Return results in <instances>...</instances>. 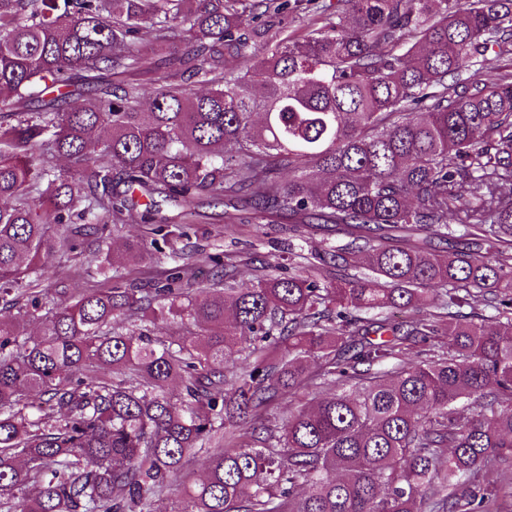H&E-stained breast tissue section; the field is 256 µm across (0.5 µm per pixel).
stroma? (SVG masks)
<instances>
[{
    "instance_id": "obj_1",
    "label": "stroma",
    "mask_w": 512,
    "mask_h": 512,
    "mask_svg": "<svg viewBox=\"0 0 512 512\" xmlns=\"http://www.w3.org/2000/svg\"><path fill=\"white\" fill-rule=\"evenodd\" d=\"M162 216L169 223L189 225L188 236L170 241L162 251L134 265L124 258L127 245L133 241L151 244L153 235L149 225L135 224L130 220L112 225V260L115 274L124 281L150 285L161 271L172 266L174 260L190 264L197 273V287L208 285L214 272L212 259L216 254L233 255L238 277L247 280L256 269L271 266L280 261L285 251L293 255L309 254L324 244H344L340 234H327L320 229L300 227L291 224H254L249 217L250 210H243V224L235 231L225 227V199H214L203 195L186 206L162 203ZM54 274L43 282L46 292L64 288L69 294L77 295L91 288L96 280L97 261L92 244H84L74 252H56L53 259Z\"/></svg>"
}]
</instances>
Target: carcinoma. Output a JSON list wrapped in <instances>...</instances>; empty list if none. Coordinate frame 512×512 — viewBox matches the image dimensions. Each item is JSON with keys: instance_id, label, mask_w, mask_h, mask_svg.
<instances>
[{"instance_id": "cac0c4a2", "label": "carcinoma", "mask_w": 512, "mask_h": 512, "mask_svg": "<svg viewBox=\"0 0 512 512\" xmlns=\"http://www.w3.org/2000/svg\"><path fill=\"white\" fill-rule=\"evenodd\" d=\"M491 52L512 56V0H0V512H157L203 449L172 512H495L478 493L512 461V74L476 78ZM204 193L335 225L348 241L313 258L336 277L237 283L218 255L205 288L178 263L115 280L107 218ZM75 224L102 284L22 340L10 296L78 247ZM478 302L493 314H462ZM167 313L197 332L119 326ZM411 342L429 358L407 363ZM302 387L327 395L256 436ZM206 454L199 452L196 455L190 457L184 464L181 472L180 482L173 484V490L164 497L162 501H159L158 510L159 512H170L168 510L173 509L174 506L179 504L181 500L180 487L178 483L181 481L191 482L194 480L201 479L205 474L206 469Z\"/></svg>"}]
</instances>
